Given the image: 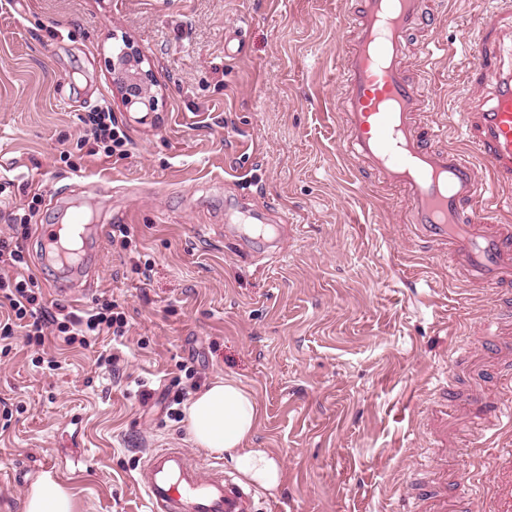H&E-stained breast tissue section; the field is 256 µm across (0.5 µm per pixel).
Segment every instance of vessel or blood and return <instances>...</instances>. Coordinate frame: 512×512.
<instances>
[{
  "label": "vessel or blood",
  "instance_id": "obj_1",
  "mask_svg": "<svg viewBox=\"0 0 512 512\" xmlns=\"http://www.w3.org/2000/svg\"><path fill=\"white\" fill-rule=\"evenodd\" d=\"M437 17L425 0H358L353 31L342 55L338 101L345 150L363 172L400 191L412 235L448 252L451 281L490 292L512 288V197L498 200L494 187L512 189V65L486 72L487 93L465 98L460 114L477 158L436 146L440 129L427 119V105L405 67L408 39L434 27ZM485 162L488 178L476 164ZM77 249L64 269L63 292H71L85 263L95 261L99 227L72 215L53 225L45 250ZM485 349L512 350V305L497 306L482 322ZM442 448L454 447L460 432L481 440L482 471L458 480L452 494L425 489L417 512H449V502L466 512H512V378L487 410L463 413L444 408ZM136 483L149 512H260L252 489L222 465L203 466L181 448H157L141 463Z\"/></svg>",
  "mask_w": 512,
  "mask_h": 512
}]
</instances>
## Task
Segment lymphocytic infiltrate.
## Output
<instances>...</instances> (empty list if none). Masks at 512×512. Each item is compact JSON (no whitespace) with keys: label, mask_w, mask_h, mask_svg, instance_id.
Masks as SVG:
<instances>
[{"label":"lymphocytic infiltrate","mask_w":512,"mask_h":512,"mask_svg":"<svg viewBox=\"0 0 512 512\" xmlns=\"http://www.w3.org/2000/svg\"><path fill=\"white\" fill-rule=\"evenodd\" d=\"M89 132L100 144L105 157L125 156L127 138L115 124L108 107H99L89 116ZM0 265L13 268L10 276H0V308H8L6 319L0 320V354L9 355L15 328H23L25 345L43 346L48 336H57L67 345L88 347L92 337L108 334L122 340L127 318L117 303L106 302L84 313L73 311L62 317L48 315L36 278L27 274L24 249L13 238L0 237Z\"/></svg>","instance_id":"f902f5d3"}]
</instances>
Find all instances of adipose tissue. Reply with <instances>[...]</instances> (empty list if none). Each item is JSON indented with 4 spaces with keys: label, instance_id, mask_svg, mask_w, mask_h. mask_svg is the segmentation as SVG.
<instances>
[{
    "label": "adipose tissue",
    "instance_id": "1",
    "mask_svg": "<svg viewBox=\"0 0 512 512\" xmlns=\"http://www.w3.org/2000/svg\"><path fill=\"white\" fill-rule=\"evenodd\" d=\"M194 444L225 455L251 484L272 492L282 481L279 458L264 448L252 447L260 418L253 392L234 378L213 381L196 392L185 410ZM25 512H75L73 495L49 472L31 485Z\"/></svg>",
    "mask_w": 512,
    "mask_h": 512
}]
</instances>
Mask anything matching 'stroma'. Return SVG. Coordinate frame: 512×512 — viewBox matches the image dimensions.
<instances>
[{
    "mask_svg": "<svg viewBox=\"0 0 512 512\" xmlns=\"http://www.w3.org/2000/svg\"><path fill=\"white\" fill-rule=\"evenodd\" d=\"M441 24L410 42L407 66L441 147L464 148L457 111L480 73L469 33L483 19L512 29L500 0H426ZM349 0H11L0 8V236L21 208L28 269L49 311L65 306L43 263L42 234L79 210L100 225L87 306L116 301L121 344L56 337L0 359V512H24L42 464L75 512H147L134 478L153 448L203 464L188 424L165 411L173 383L230 376L261 421L254 447L278 455L263 512H412L436 464L441 422L431 399L446 380L496 396L506 357L448 353L488 293L448 281V254L412 242L401 194L365 178L343 149L337 98ZM157 82L152 121L137 122L112 82L115 37ZM108 105L124 157L89 155L84 119ZM294 230L268 251H241L247 208ZM126 229L127 252L112 237ZM138 252L147 274L130 259ZM115 355L113 366L98 364ZM58 362L49 369L48 360ZM195 380L181 379V364Z\"/></svg>",
    "mask_w": 512,
    "mask_h": 512,
    "instance_id": "1",
    "label": "stroma"
}]
</instances>
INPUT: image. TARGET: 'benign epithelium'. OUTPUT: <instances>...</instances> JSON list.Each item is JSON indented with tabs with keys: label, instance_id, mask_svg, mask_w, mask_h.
<instances>
[{
	"label": "benign epithelium",
	"instance_id": "obj_1",
	"mask_svg": "<svg viewBox=\"0 0 512 512\" xmlns=\"http://www.w3.org/2000/svg\"><path fill=\"white\" fill-rule=\"evenodd\" d=\"M143 58L129 40L112 60L113 82L121 94L126 108L134 105L148 112L158 109L157 92L153 90L155 80L151 70L142 67Z\"/></svg>",
	"mask_w": 512,
	"mask_h": 512
}]
</instances>
